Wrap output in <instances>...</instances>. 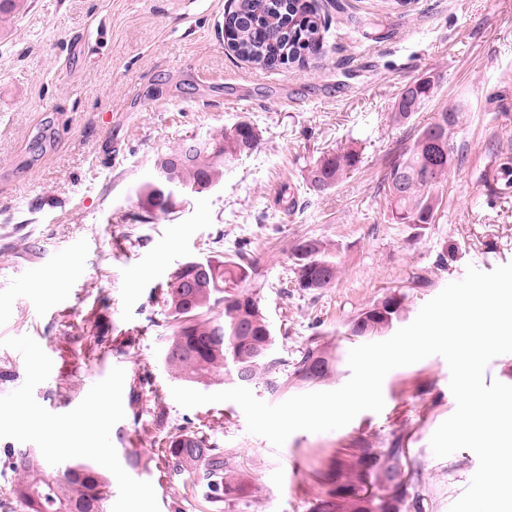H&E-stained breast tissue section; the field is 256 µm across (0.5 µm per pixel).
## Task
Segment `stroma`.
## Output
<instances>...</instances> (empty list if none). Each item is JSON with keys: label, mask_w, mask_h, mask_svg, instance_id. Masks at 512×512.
I'll use <instances>...</instances> for the list:
<instances>
[{"label": "stroma", "mask_w": 512, "mask_h": 512, "mask_svg": "<svg viewBox=\"0 0 512 512\" xmlns=\"http://www.w3.org/2000/svg\"><path fill=\"white\" fill-rule=\"evenodd\" d=\"M321 27L303 60L260 68L238 59L222 27L231 0H31L0 40V339L31 336L54 364L34 397L69 412L86 384L125 371L117 448L150 461L160 512H210L188 476L155 467V440L186 427L228 453L242 478L237 512H311L327 472L356 448L399 443L423 480L426 512H449L476 455L435 457L430 439L456 409L438 355L388 373L381 412L282 447L248 433L232 402L180 407L162 359L173 320L154 296L192 259H242L276 336L285 382L252 386L276 405L335 390L350 377L346 334L366 306L405 295L400 326L468 267L512 262V0H306ZM434 95L406 125L391 113L404 86ZM458 108L455 162L432 223L397 224L384 177L438 112ZM251 122L260 147L211 191L171 215L144 218L136 190L158 155L190 135ZM354 149L358 167L322 193L306 173ZM324 241L341 270L333 287L286 288L292 252ZM337 350L329 377L292 379L310 342Z\"/></svg>", "instance_id": "stroma-1"}]
</instances>
